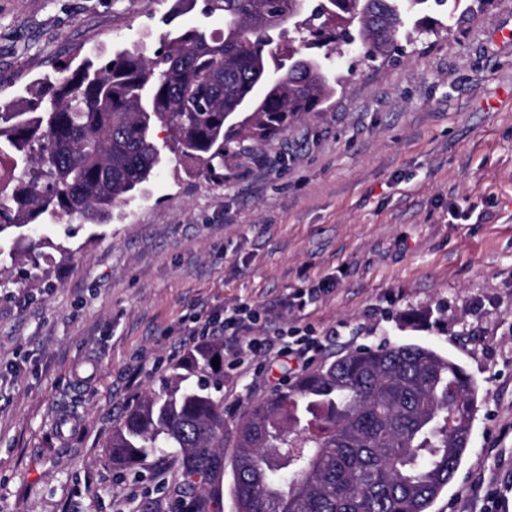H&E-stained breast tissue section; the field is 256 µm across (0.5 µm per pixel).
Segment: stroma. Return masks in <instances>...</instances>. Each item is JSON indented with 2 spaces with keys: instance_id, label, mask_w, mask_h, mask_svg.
<instances>
[{
  "instance_id": "obj_1",
  "label": "stroma",
  "mask_w": 512,
  "mask_h": 512,
  "mask_svg": "<svg viewBox=\"0 0 512 512\" xmlns=\"http://www.w3.org/2000/svg\"><path fill=\"white\" fill-rule=\"evenodd\" d=\"M389 62L340 58L323 111L215 173L165 153L107 224L64 219L43 281L0 290V512H174L162 476L116 473L129 406L240 302L258 332L313 336L315 366L415 343L477 384L472 442L431 512H512V0H460ZM169 0H0V98L120 41L154 51ZM333 276L303 312L292 289ZM295 371L224 365V440ZM496 474L495 484L482 474Z\"/></svg>"
}]
</instances>
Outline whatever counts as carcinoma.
<instances>
[{
  "instance_id": "1",
  "label": "carcinoma",
  "mask_w": 512,
  "mask_h": 512,
  "mask_svg": "<svg viewBox=\"0 0 512 512\" xmlns=\"http://www.w3.org/2000/svg\"><path fill=\"white\" fill-rule=\"evenodd\" d=\"M450 1L322 0L285 47L272 32L285 34L294 0H204V13L224 15V30H168L151 56L119 45L36 80L30 98L0 102V265L30 263L14 281L24 287L51 246L40 226L72 216L109 223L163 161L156 125L199 170L222 167L249 151L244 142L259 145L323 111L344 48L369 60L400 52ZM315 44L327 52L308 53ZM223 368L219 339L178 360L162 390L112 431V468L170 456L182 477L173 495L190 498L192 512H223ZM476 395L465 369L433 348L350 351L237 421L235 512H429L469 448Z\"/></svg>"
}]
</instances>
